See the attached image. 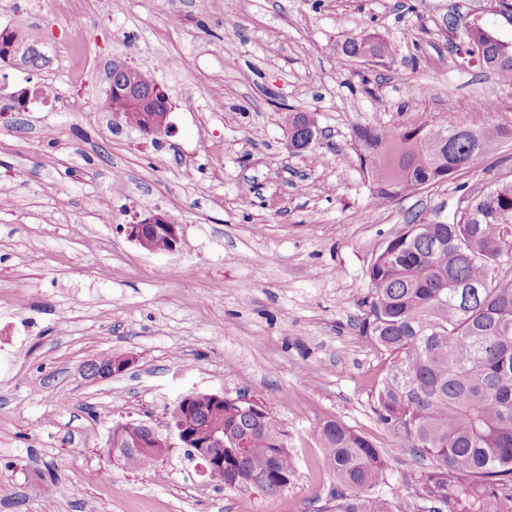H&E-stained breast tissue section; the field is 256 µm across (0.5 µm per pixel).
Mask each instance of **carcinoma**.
Listing matches in <instances>:
<instances>
[{
	"label": "carcinoma",
	"instance_id": "1",
	"mask_svg": "<svg viewBox=\"0 0 512 512\" xmlns=\"http://www.w3.org/2000/svg\"><path fill=\"white\" fill-rule=\"evenodd\" d=\"M22 50L24 67L47 59L26 31L0 28V53ZM386 40L364 32L339 54L352 66L384 57ZM462 60L512 82V42L475 26L456 46ZM316 129L308 112L288 116V139L304 145ZM360 168L378 207L434 185L441 169L473 164L487 148L512 140V128L486 120L432 123L401 130L355 129ZM464 208L446 224L417 217L404 226L368 271L361 333L387 354L376 413L420 464L418 496L427 512H512V182L462 186ZM183 396L168 408L169 426L182 431L188 454L199 449L196 425L205 420ZM224 468L208 478L217 487L279 492L293 476L288 432L256 402L224 401ZM324 462L336 475L327 512H398L379 492L385 461L366 437L339 421L322 424ZM159 458L142 449L133 467L154 471Z\"/></svg>",
	"mask_w": 512,
	"mask_h": 512
}]
</instances>
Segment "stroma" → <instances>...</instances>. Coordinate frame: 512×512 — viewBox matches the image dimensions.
Instances as JSON below:
<instances>
[{
    "label": "stroma",
    "mask_w": 512,
    "mask_h": 512,
    "mask_svg": "<svg viewBox=\"0 0 512 512\" xmlns=\"http://www.w3.org/2000/svg\"><path fill=\"white\" fill-rule=\"evenodd\" d=\"M473 25L512 42V11L490 0H0V27L24 28L48 58L0 64L1 99L30 92L0 116V512H320L336 485L318 435L329 420L379 449L384 492L418 512L419 466L375 411L387 360L358 328L366 272L412 213L442 224L462 184L512 181V142L373 208L354 130L486 113L512 127V84L451 52ZM364 31L389 57L342 72L338 44ZM159 55L186 62L157 74L175 127L163 144L105 109L112 66ZM49 84L66 102L42 101ZM292 112L317 118L300 155ZM154 209L180 226L174 252L125 232ZM108 353L135 363L86 378ZM189 393L263 404L288 432V487L215 489L167 425ZM128 420L171 439L162 477L109 464L112 426Z\"/></svg>",
    "instance_id": "35a3bbf8"
}]
</instances>
